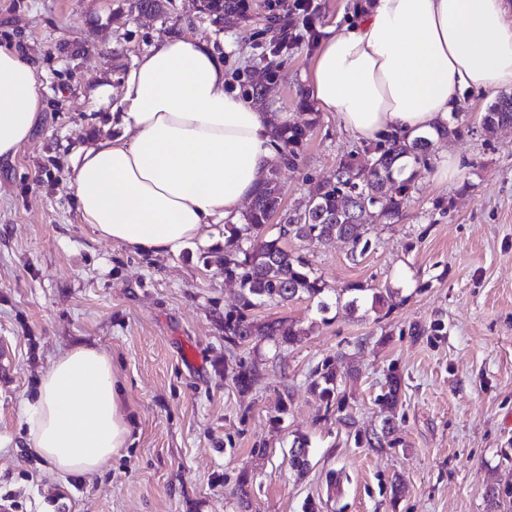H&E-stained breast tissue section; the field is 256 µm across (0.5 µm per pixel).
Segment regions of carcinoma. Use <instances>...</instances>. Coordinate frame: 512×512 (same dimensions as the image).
<instances>
[{"mask_svg":"<svg viewBox=\"0 0 512 512\" xmlns=\"http://www.w3.org/2000/svg\"><path fill=\"white\" fill-rule=\"evenodd\" d=\"M199 11L219 23L238 11L237 0H201ZM512 124V95L499 96L482 116L481 128L492 137L503 126ZM312 122L274 128V138L288 167H294L307 140ZM434 136L422 134L412 140L394 139L381 144L362 157L352 156L340 163L335 181L318 184L311 192L308 208L301 213L282 216L278 233L269 235L267 226L281 210L283 186L280 168L270 170L258 188L250 208L240 224L224 225V274L238 282L240 305L224 317L226 340L244 342L252 336H264L282 344H294L306 331L291 321L274 320L257 324L251 310L259 301L286 304L302 297L318 300L319 309L328 305L323 297L328 288L308 267L306 261L288 249L290 239L314 238L322 242L340 239L351 243V258L365 255L369 241L364 239L366 225L361 214L370 209L386 221L399 217L415 177V167L432 149ZM250 246L242 249V240ZM315 386L330 403L338 396L336 369L330 361L316 371ZM401 378L392 373L376 404L383 413H391L399 403ZM289 464L299 471L309 465L308 440L297 437Z\"/></svg>","mask_w":512,"mask_h":512,"instance_id":"1","label":"carcinoma"}]
</instances>
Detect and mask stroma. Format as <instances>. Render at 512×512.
I'll list each match as a JSON object with an SVG mask.
<instances>
[{
    "label": "stroma",
    "instance_id": "35a3bbf8",
    "mask_svg": "<svg viewBox=\"0 0 512 512\" xmlns=\"http://www.w3.org/2000/svg\"><path fill=\"white\" fill-rule=\"evenodd\" d=\"M132 2L0 0V42L34 58L46 99L29 141L0 165V512H512V498L496 509L488 501L512 488V128L483 134L494 95L466 97L462 135L435 142L395 223L370 219L362 258L351 260L343 241H290L325 283L327 311L302 298L251 316L297 322L307 336L235 345L224 317L239 287L224 276L223 251L191 244L153 256L81 223L68 182L74 153L119 132L92 93L107 84L120 98L142 54L187 37L222 53L234 86L263 85L265 112L306 121L317 110L303 76L363 0H312L310 32L293 0L221 24L192 0L159 15ZM317 114L296 167L281 172L290 211L364 148L334 113ZM444 151L462 170L442 183ZM352 284L390 289L393 309L350 312L337 291ZM77 344L111 359L132 426L91 477L58 475L24 438V400ZM327 360L342 380L340 411L312 387ZM243 366L257 372L245 392ZM393 369L402 388L391 438L357 444L355 433L383 426L375 399ZM342 413L354 427L339 423ZM299 436L309 441L301 472L288 464Z\"/></svg>",
    "mask_w": 512,
    "mask_h": 512
}]
</instances>
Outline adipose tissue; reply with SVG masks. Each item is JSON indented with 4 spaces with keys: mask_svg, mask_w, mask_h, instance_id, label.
Wrapping results in <instances>:
<instances>
[{
    "mask_svg": "<svg viewBox=\"0 0 512 512\" xmlns=\"http://www.w3.org/2000/svg\"><path fill=\"white\" fill-rule=\"evenodd\" d=\"M304 80L357 139L434 132L466 94L512 89V0H365ZM119 106L121 134L80 148L70 184L82 223L130 250L176 256L208 242L280 163L272 131L288 113L259 112L232 89L211 45L164 39L137 61ZM44 107L34 60L0 44V162ZM24 418L28 447L63 475L102 472L130 434L112 363L87 344L56 357Z\"/></svg>",
    "mask_w": 512,
    "mask_h": 512,
    "instance_id": "ef3b65f1",
    "label": "adipose tissue"
}]
</instances>
